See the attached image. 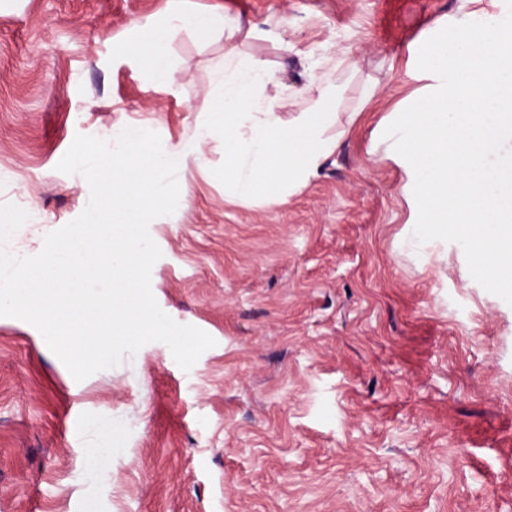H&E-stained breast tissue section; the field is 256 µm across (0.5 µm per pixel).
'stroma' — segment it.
Here are the masks:
<instances>
[{
	"label": "stroma",
	"instance_id": "stroma-1",
	"mask_svg": "<svg viewBox=\"0 0 512 512\" xmlns=\"http://www.w3.org/2000/svg\"><path fill=\"white\" fill-rule=\"evenodd\" d=\"M172 2L0 0V249L36 255L84 210L86 180L57 169L76 135L136 123L167 146L205 120L223 42L171 34L161 88L110 57ZM189 3L255 26L240 48L282 120L308 75L336 81L339 143L287 202L244 204L213 139L185 207L150 225L158 305L216 341L190 371L151 342L78 382L0 317V512H512V306L458 243L413 241L409 164L381 140L437 88L418 50L463 0Z\"/></svg>",
	"mask_w": 512,
	"mask_h": 512
}]
</instances>
